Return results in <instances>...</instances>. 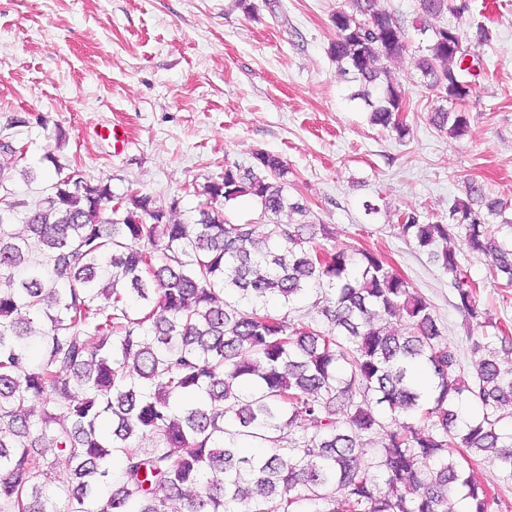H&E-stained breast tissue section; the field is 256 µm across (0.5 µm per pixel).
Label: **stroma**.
Listing matches in <instances>:
<instances>
[{
	"mask_svg": "<svg viewBox=\"0 0 512 512\" xmlns=\"http://www.w3.org/2000/svg\"><path fill=\"white\" fill-rule=\"evenodd\" d=\"M467 2L456 25L484 26L489 40L475 49L469 132L452 138L429 123L438 100L417 80L426 42L416 0H384L409 43L390 65L410 99L400 139L368 123L328 55L332 16L347 0H0V127L25 144L34 173L14 178L13 195L32 206L45 196L54 175L45 156L61 131L85 178L177 204L184 222L198 207L194 186L250 166L256 151L278 154L289 196L329 226L331 246L379 254L470 363L468 338L483 327L456 309L452 274L398 234L401 213L436 222L475 180L505 203L501 236L512 238V0ZM113 125L127 132L119 151L100 135ZM368 203L378 214L366 215ZM459 261L479 284V309L512 327V288L489 259L464 251Z\"/></svg>",
	"mask_w": 512,
	"mask_h": 512,
	"instance_id": "1",
	"label": "stroma"
}]
</instances>
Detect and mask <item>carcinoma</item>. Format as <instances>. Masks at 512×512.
Masks as SVG:
<instances>
[{
    "label": "carcinoma",
    "instance_id": "1",
    "mask_svg": "<svg viewBox=\"0 0 512 512\" xmlns=\"http://www.w3.org/2000/svg\"><path fill=\"white\" fill-rule=\"evenodd\" d=\"M348 2L332 17L329 56L360 84L352 98L371 124L402 139L406 98L388 63L408 51L404 24L381 0ZM464 9L418 0L430 37L415 69L446 102L430 122L451 137L468 129L456 104L473 90L471 39L431 20ZM24 159L0 133V193ZM46 159L50 193L0 206V512H448L455 496L468 512H501L472 472L488 460L512 476V433L499 428L512 416V362L499 355L512 332L478 310L448 245L463 231L512 287V243L496 237L501 208L481 183L454 199L448 222L409 212L398 225L454 273L457 309L498 331L468 337L466 371L430 302L380 255L325 245L326 225L288 197L279 155L224 167L200 187L190 223ZM242 197L260 205L264 235L227 217ZM303 298L318 319L293 317ZM465 400L482 413L461 419ZM144 433L155 448L139 446ZM55 450L68 470L48 458Z\"/></svg>",
    "mask_w": 512,
    "mask_h": 512
}]
</instances>
